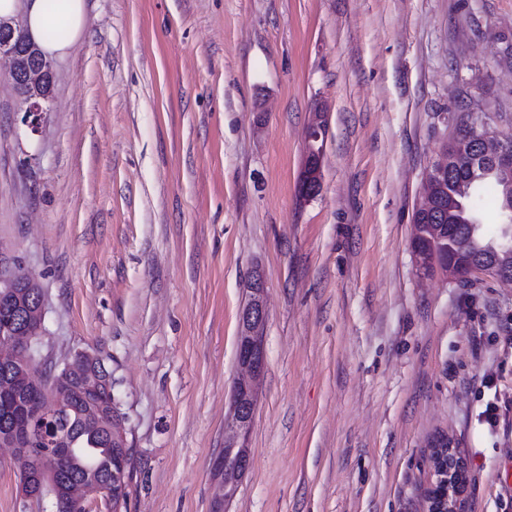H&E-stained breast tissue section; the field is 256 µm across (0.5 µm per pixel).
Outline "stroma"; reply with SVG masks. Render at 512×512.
I'll return each mask as SVG.
<instances>
[{
  "label": "stroma",
  "mask_w": 512,
  "mask_h": 512,
  "mask_svg": "<svg viewBox=\"0 0 512 512\" xmlns=\"http://www.w3.org/2000/svg\"><path fill=\"white\" fill-rule=\"evenodd\" d=\"M86 4L39 132L0 68V265L44 290L45 360L84 349L114 374L121 512L221 508L212 462L256 273L266 362L226 512H427L444 438L463 512H512V285L420 278L411 249L461 121L512 137V0ZM491 400L507 409L494 430ZM0 512H43L5 448ZM312 112L314 119L308 127L304 165L299 180V194L304 199L314 198L321 186L322 176V154L323 137L326 130L325 108L322 105H316Z\"/></svg>",
  "instance_id": "obj_1"
}]
</instances>
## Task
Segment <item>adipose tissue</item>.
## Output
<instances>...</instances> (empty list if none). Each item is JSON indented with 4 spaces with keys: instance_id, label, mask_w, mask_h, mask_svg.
Returning a JSON list of instances; mask_svg holds the SVG:
<instances>
[{
    "instance_id": "obj_1",
    "label": "adipose tissue",
    "mask_w": 512,
    "mask_h": 512,
    "mask_svg": "<svg viewBox=\"0 0 512 512\" xmlns=\"http://www.w3.org/2000/svg\"><path fill=\"white\" fill-rule=\"evenodd\" d=\"M24 11L32 40L50 56H65L85 29V0H0V18Z\"/></svg>"
}]
</instances>
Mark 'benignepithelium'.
I'll list each match as a JSON object with an SVG mask.
<instances>
[{
	"mask_svg": "<svg viewBox=\"0 0 512 512\" xmlns=\"http://www.w3.org/2000/svg\"><path fill=\"white\" fill-rule=\"evenodd\" d=\"M0 64L9 69L13 88L19 100L18 115L22 125L33 131L41 127L45 112L49 111L56 72L53 61L41 52L40 47L25 33L24 26L0 19ZM314 119L308 127L304 165L299 180V194L305 199L314 198L321 186L323 137L326 130L325 108H313ZM471 155L482 161L488 171L497 176L507 188H512V137L498 138L470 123V134L461 139L457 136L445 142L423 182L422 198L414 212L413 219L420 220L436 211L442 203V195L436 191L439 184L448 178V168L460 155ZM420 232L413 230L412 253L416 272L421 278H428L443 272L444 268L454 271V278L465 280L474 274H486L501 283L512 284V261L501 255L500 247H492V257L488 259L460 260L450 256L438 262L437 256L430 254L420 245ZM34 284L31 276H0V303L25 301L27 322L19 327L0 329V346L8 352L0 356L1 362H8L20 374L28 375L39 383L41 394L57 408L68 407L67 394L61 385L80 365L92 375L104 366L103 360L85 350H75L63 360L59 372L52 373L48 380L40 378L42 361L34 354L33 343L43 329L45 299L43 290H29ZM249 298L239 315L237 347L238 378L231 398V420L225 425L224 445L232 448H246L251 431L254 411L257 404L256 389L265 363L262 337L259 329L266 317L265 283L261 275H256L248 286ZM30 430L0 436V445L13 449L14 458L20 459L37 471L39 478L24 479L21 492L27 497H40L47 492L56 495L60 485L56 477V461L63 455L82 453L80 448H44L38 454L30 448ZM214 471H224L221 483L222 495L219 505L228 503V486L241 480L249 465L231 468L227 461L219 458L214 462ZM97 462L92 456L85 457V475L82 480L69 484V494L75 512H86L85 502L99 495L112 498V493L101 487L96 479Z\"/></svg>",
	"mask_w": 512,
	"mask_h": 512,
	"instance_id": "obj_1",
	"label": "benign epithelium"
}]
</instances>
